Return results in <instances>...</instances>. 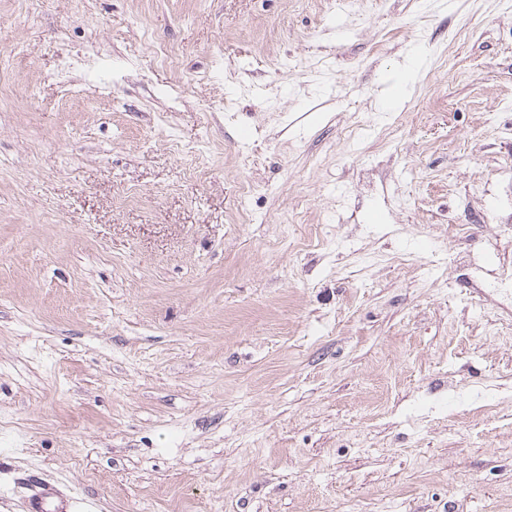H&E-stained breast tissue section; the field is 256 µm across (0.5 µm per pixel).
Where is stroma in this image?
I'll use <instances>...</instances> for the list:
<instances>
[{"label": "stroma", "instance_id": "1", "mask_svg": "<svg viewBox=\"0 0 512 512\" xmlns=\"http://www.w3.org/2000/svg\"><path fill=\"white\" fill-rule=\"evenodd\" d=\"M503 269L512 0H0V512H512ZM37 484L28 497V512H74L71 511L76 503L73 498L68 501L50 487Z\"/></svg>", "mask_w": 512, "mask_h": 512}]
</instances>
